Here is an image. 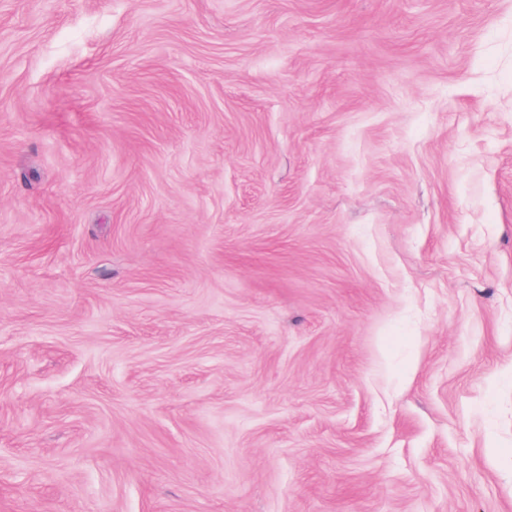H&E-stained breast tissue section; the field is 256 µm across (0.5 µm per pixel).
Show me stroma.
I'll return each mask as SVG.
<instances>
[{
    "mask_svg": "<svg viewBox=\"0 0 512 512\" xmlns=\"http://www.w3.org/2000/svg\"><path fill=\"white\" fill-rule=\"evenodd\" d=\"M0 512H512V0H0Z\"/></svg>",
    "mask_w": 512,
    "mask_h": 512,
    "instance_id": "obj_1",
    "label": "stroma"
}]
</instances>
